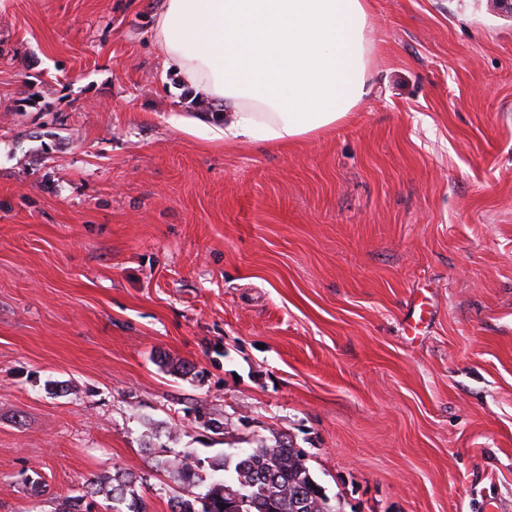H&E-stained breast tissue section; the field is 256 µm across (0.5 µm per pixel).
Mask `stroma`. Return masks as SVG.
<instances>
[{
    "instance_id": "1",
    "label": "stroma",
    "mask_w": 512,
    "mask_h": 512,
    "mask_svg": "<svg viewBox=\"0 0 512 512\" xmlns=\"http://www.w3.org/2000/svg\"><path fill=\"white\" fill-rule=\"evenodd\" d=\"M161 3L0 0V512H170L159 452L275 433L342 512H512V15L369 0L367 93L281 148L207 139ZM133 479L126 473L115 472L112 476H98L91 479L83 489V494L67 497L59 504L56 512H72L69 501L75 499L83 501L90 497L94 502L95 496H104L106 500H112V503L124 504L127 511L115 510V512H144L142 501L135 496L128 500L127 495L130 491ZM93 502L85 503V511L91 512Z\"/></svg>"
}]
</instances>
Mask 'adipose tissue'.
Masks as SVG:
<instances>
[{
	"mask_svg": "<svg viewBox=\"0 0 512 512\" xmlns=\"http://www.w3.org/2000/svg\"><path fill=\"white\" fill-rule=\"evenodd\" d=\"M367 0H163L167 69L220 110L225 144L285 145L343 121L370 79Z\"/></svg>",
	"mask_w": 512,
	"mask_h": 512,
	"instance_id": "1",
	"label": "adipose tissue"
}]
</instances>
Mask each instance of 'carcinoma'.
<instances>
[{
  "instance_id": "obj_1",
  "label": "carcinoma",
  "mask_w": 512,
  "mask_h": 512,
  "mask_svg": "<svg viewBox=\"0 0 512 512\" xmlns=\"http://www.w3.org/2000/svg\"><path fill=\"white\" fill-rule=\"evenodd\" d=\"M157 467L177 478L182 492L170 497V512H337L323 486L307 466L306 453L287 436L275 434L233 456L202 458L186 449L160 456ZM133 479L115 472L90 480L78 501L103 496L125 505L127 512H144L142 501L128 497Z\"/></svg>"
}]
</instances>
